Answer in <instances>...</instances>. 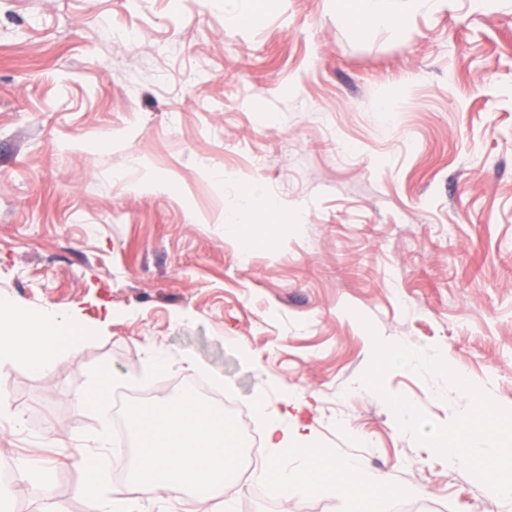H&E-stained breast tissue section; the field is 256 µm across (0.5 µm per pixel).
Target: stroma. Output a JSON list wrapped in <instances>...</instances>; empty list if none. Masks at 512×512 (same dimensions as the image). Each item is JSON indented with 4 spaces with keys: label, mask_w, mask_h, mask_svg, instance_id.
Returning a JSON list of instances; mask_svg holds the SVG:
<instances>
[{
    "label": "stroma",
    "mask_w": 512,
    "mask_h": 512,
    "mask_svg": "<svg viewBox=\"0 0 512 512\" xmlns=\"http://www.w3.org/2000/svg\"><path fill=\"white\" fill-rule=\"evenodd\" d=\"M0 0V298L77 329L53 373L0 361V459L45 448L57 512H86L72 439L100 369L208 382L266 429L402 487L384 512H512L433 446L480 425L448 376L512 409V0H426L348 25L336 0ZM253 182L279 218L224 220ZM448 353L378 370L372 350ZM168 367L153 370L150 349ZM235 512H360L251 492Z\"/></svg>",
    "instance_id": "1"
}]
</instances>
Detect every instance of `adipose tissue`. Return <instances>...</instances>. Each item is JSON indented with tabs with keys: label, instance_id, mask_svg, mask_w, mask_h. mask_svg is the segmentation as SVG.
<instances>
[{
	"label": "adipose tissue",
	"instance_id": "1",
	"mask_svg": "<svg viewBox=\"0 0 512 512\" xmlns=\"http://www.w3.org/2000/svg\"><path fill=\"white\" fill-rule=\"evenodd\" d=\"M420 0H340L339 9L354 23L398 20L417 10ZM66 322L53 314L27 316L15 312L10 303L0 300V360L22 357L39 372L55 371L61 361L59 335ZM134 466L123 487H111V454L75 449L72 457L83 470L87 512H147L149 502L166 496L180 501L185 490H193L199 504H207L215 489L223 487L226 474L240 463L236 449L227 447V430L217 421L210 407L192 396L170 393L146 414L134 413ZM268 441L277 454L253 478L271 486L296 484L310 492L329 485L344 494L360 489L371 491L364 500V512H381V498L398 495L397 487L368 476L360 461L348 460L332 468L317 467L303 450L309 437L305 426L289 423L277 413L268 415ZM478 436L461 428L457 447L448 449L456 463L482 469L495 478L499 496L512 497V456L500 448H480Z\"/></svg>",
	"mask_w": 512,
	"mask_h": 512
}]
</instances>
